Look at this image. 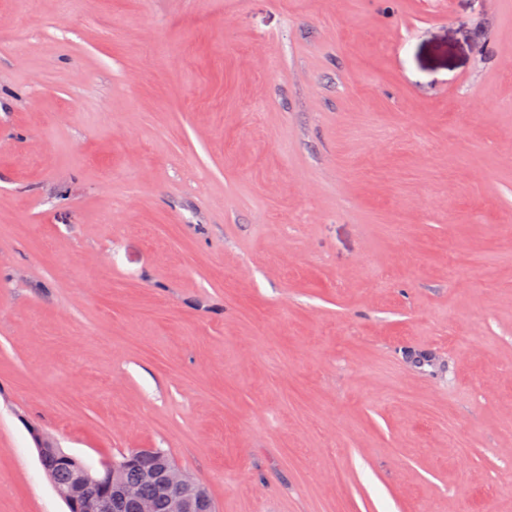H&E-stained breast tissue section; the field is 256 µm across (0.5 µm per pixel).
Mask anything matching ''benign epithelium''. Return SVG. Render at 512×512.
Returning a JSON list of instances; mask_svg holds the SVG:
<instances>
[{"mask_svg":"<svg viewBox=\"0 0 512 512\" xmlns=\"http://www.w3.org/2000/svg\"><path fill=\"white\" fill-rule=\"evenodd\" d=\"M58 460L74 472L68 488L56 489L68 512H154L151 500L142 497L137 486L117 477L119 469L114 461H105L101 469L90 471L78 463L77 457L64 451ZM128 465L139 467L141 480L169 498L171 512H215L203 484L177 469L158 449L131 450L123 461V466Z\"/></svg>","mask_w":512,"mask_h":512,"instance_id":"1","label":"benign epithelium"}]
</instances>
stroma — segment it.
<instances>
[{
    "label": "stroma",
    "mask_w": 512,
    "mask_h": 512,
    "mask_svg": "<svg viewBox=\"0 0 512 512\" xmlns=\"http://www.w3.org/2000/svg\"><path fill=\"white\" fill-rule=\"evenodd\" d=\"M40 437L512 512V0H0V512Z\"/></svg>",
    "instance_id": "stroma-1"
}]
</instances>
